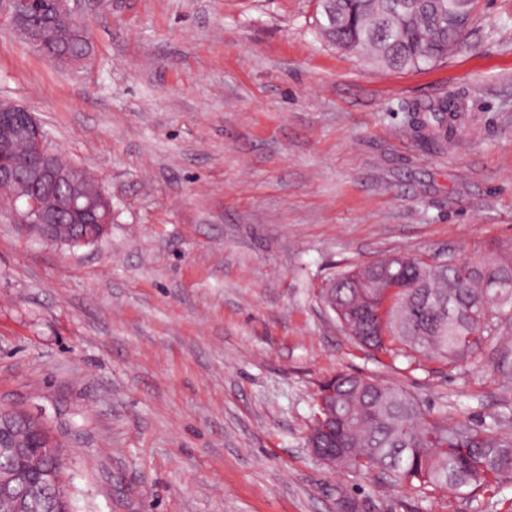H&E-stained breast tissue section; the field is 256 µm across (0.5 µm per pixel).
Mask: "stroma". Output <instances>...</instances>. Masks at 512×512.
<instances>
[{"mask_svg": "<svg viewBox=\"0 0 512 512\" xmlns=\"http://www.w3.org/2000/svg\"><path fill=\"white\" fill-rule=\"evenodd\" d=\"M64 69L0 16V99L112 193L87 245L0 200V406L65 444L72 512H512L336 470L307 436L319 383L360 372L475 424L512 401V335L455 370L360 346L322 290L395 252L512 249V0L392 71L317 34V0H74ZM459 95L477 138L428 150L415 101Z\"/></svg>", "mask_w": 512, "mask_h": 512, "instance_id": "35a3bbf8", "label": "stroma"}]
</instances>
